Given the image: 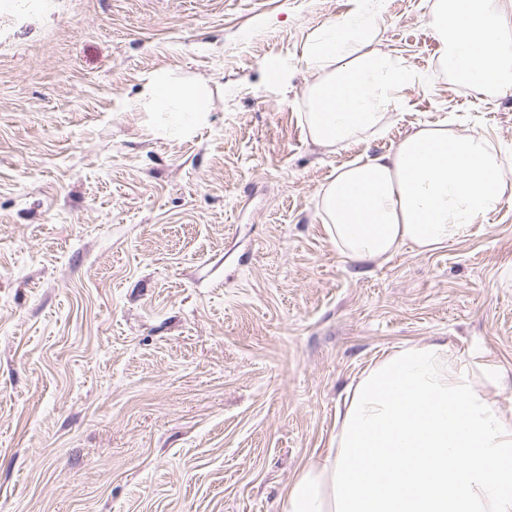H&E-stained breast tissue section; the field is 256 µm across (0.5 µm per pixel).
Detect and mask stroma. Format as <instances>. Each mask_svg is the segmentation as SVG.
<instances>
[{
    "instance_id": "1",
    "label": "stroma",
    "mask_w": 512,
    "mask_h": 512,
    "mask_svg": "<svg viewBox=\"0 0 512 512\" xmlns=\"http://www.w3.org/2000/svg\"><path fill=\"white\" fill-rule=\"evenodd\" d=\"M427 78L349 151L302 122L309 38L353 0H0V512H281L367 366L438 342L495 362L512 420V199L468 238L340 258L319 190L424 123L512 162V94L437 63L433 0H371ZM206 125L154 134L156 71ZM143 104L159 117L164 136L182 139L207 121L208 86L202 81H184L161 71L153 74L147 83Z\"/></svg>"
}]
</instances>
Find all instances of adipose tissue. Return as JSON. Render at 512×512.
<instances>
[{"label": "adipose tissue", "instance_id": "ef3b65f1", "mask_svg": "<svg viewBox=\"0 0 512 512\" xmlns=\"http://www.w3.org/2000/svg\"><path fill=\"white\" fill-rule=\"evenodd\" d=\"M429 24L453 79L512 89V0H434ZM375 38L360 8L308 43L317 77L303 123L315 143L348 150L362 135H383L385 111L421 83ZM143 104L164 136L181 139L206 122L208 86L161 71ZM511 189L512 168L487 136L440 123L347 164L319 197L342 259L379 265L404 245L428 252L468 236ZM498 380L497 367L442 343L387 353L350 384L332 448L288 484L282 512H512V420L483 392Z\"/></svg>", "mask_w": 512, "mask_h": 512}]
</instances>
